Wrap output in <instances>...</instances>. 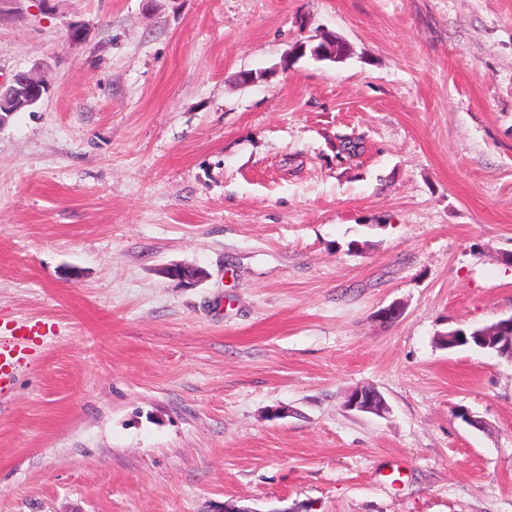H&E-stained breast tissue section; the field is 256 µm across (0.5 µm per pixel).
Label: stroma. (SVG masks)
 <instances>
[{"instance_id":"1","label":"stroma","mask_w":512,"mask_h":512,"mask_svg":"<svg viewBox=\"0 0 512 512\" xmlns=\"http://www.w3.org/2000/svg\"><path fill=\"white\" fill-rule=\"evenodd\" d=\"M35 67L0 328L52 335L0 512H512V364L436 343L512 314V0H0V82ZM345 51L343 42L330 37H321V40L310 48L312 56L317 60L336 61L345 55ZM346 407L349 410L377 415L383 414L387 409L380 394L367 387H358L350 391L346 400Z\"/></svg>"}]
</instances>
